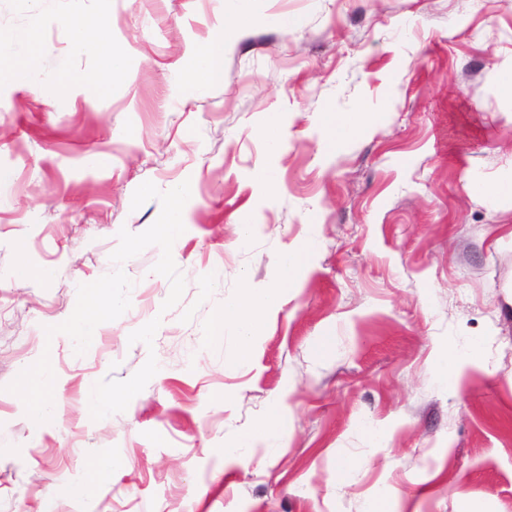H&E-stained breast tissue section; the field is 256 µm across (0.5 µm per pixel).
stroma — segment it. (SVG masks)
<instances>
[{
	"mask_svg": "<svg viewBox=\"0 0 512 512\" xmlns=\"http://www.w3.org/2000/svg\"><path fill=\"white\" fill-rule=\"evenodd\" d=\"M85 9L123 58L99 94L67 0H0V68L40 57L36 86L0 80V512H363L380 492L390 512H512V196L495 191L512 178V0ZM280 14L297 27L272 26ZM213 41L223 83L189 81L187 54ZM358 111L365 128L329 150L325 113ZM147 181L191 189L172 247L185 290L167 311L159 247L110 259L120 230L161 213L131 206ZM311 239L237 364L236 330L210 341L213 320L242 284L275 287L279 254ZM118 267L131 306L94 348L46 335L79 285ZM157 317L152 345L130 343ZM447 349L465 355L454 390L431 373ZM45 353L53 410L38 425L6 387ZM151 356L127 409L92 420L93 385ZM275 400L273 436L239 447ZM101 458L116 464L102 485Z\"/></svg>",
	"mask_w": 512,
	"mask_h": 512,
	"instance_id": "stroma-1",
	"label": "stroma"
}]
</instances>
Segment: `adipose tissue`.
<instances>
[{"label":"adipose tissue","instance_id":"obj_1","mask_svg":"<svg viewBox=\"0 0 512 512\" xmlns=\"http://www.w3.org/2000/svg\"><path fill=\"white\" fill-rule=\"evenodd\" d=\"M84 0H70L71 8L67 16L72 48L79 54H95L101 56L102 65L85 78L88 88L100 93L110 88L120 73L121 61L102 41L90 40L87 32L90 26L105 27L106 20L96 17L87 21ZM185 69L189 78L211 82L224 79L222 46L209 43L194 48L187 56ZM307 252L287 251L277 261L279 285L258 292L252 288H242L236 299L225 301L224 309L218 322L210 331L211 340L223 339L226 326H233L239 336L238 361H247L253 350L252 339L256 336L264 313L279 307L283 299V290L287 288L304 269L307 263Z\"/></svg>","mask_w":512,"mask_h":512}]
</instances>
